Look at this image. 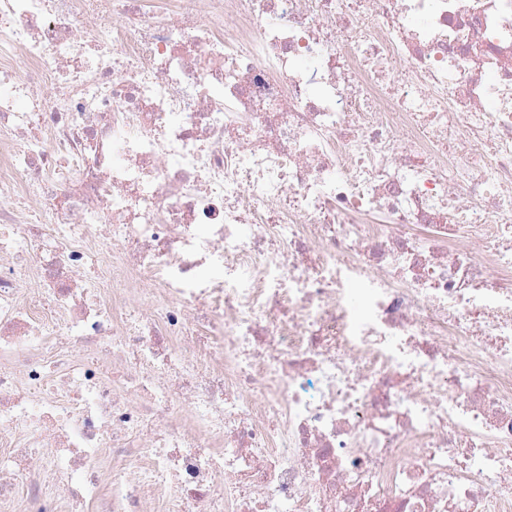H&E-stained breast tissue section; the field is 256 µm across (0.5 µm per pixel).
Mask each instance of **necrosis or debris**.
Here are the masks:
<instances>
[{
    "label": "necrosis or debris",
    "mask_w": 512,
    "mask_h": 512,
    "mask_svg": "<svg viewBox=\"0 0 512 512\" xmlns=\"http://www.w3.org/2000/svg\"><path fill=\"white\" fill-rule=\"evenodd\" d=\"M76 499L512 512V0H0V512Z\"/></svg>",
    "instance_id": "1"
}]
</instances>
